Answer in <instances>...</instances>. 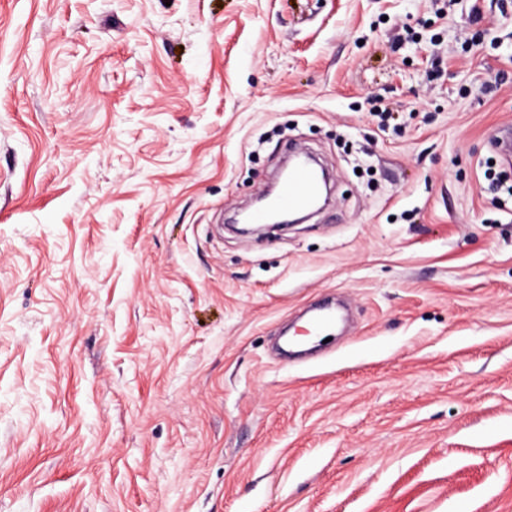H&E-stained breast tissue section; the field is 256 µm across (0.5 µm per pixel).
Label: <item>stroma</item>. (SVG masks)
Returning <instances> with one entry per match:
<instances>
[{"label": "stroma", "mask_w": 512, "mask_h": 512, "mask_svg": "<svg viewBox=\"0 0 512 512\" xmlns=\"http://www.w3.org/2000/svg\"><path fill=\"white\" fill-rule=\"evenodd\" d=\"M503 70L512 0H0V512H512ZM318 192V183L314 172L308 167L292 169L288 180L279 189L272 201L273 206L290 212L308 209Z\"/></svg>", "instance_id": "stroma-1"}]
</instances>
